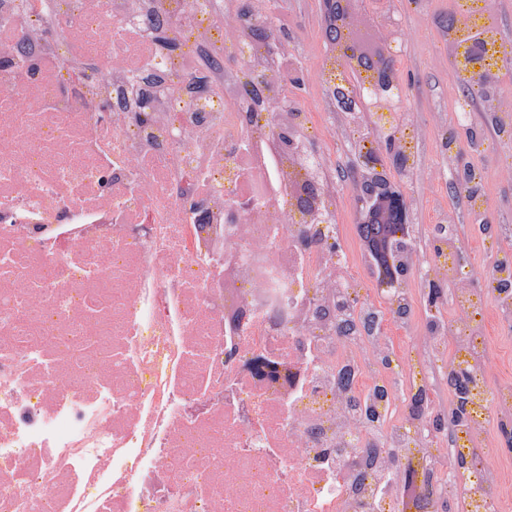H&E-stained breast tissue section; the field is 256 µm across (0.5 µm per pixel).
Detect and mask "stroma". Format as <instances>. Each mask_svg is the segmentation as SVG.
<instances>
[{"instance_id": "35a3bbf8", "label": "stroma", "mask_w": 512, "mask_h": 512, "mask_svg": "<svg viewBox=\"0 0 512 512\" xmlns=\"http://www.w3.org/2000/svg\"><path fill=\"white\" fill-rule=\"evenodd\" d=\"M278 15L287 20L286 38L292 39L305 59L302 86L292 89L291 98L299 110L313 113L312 135L329 154H338L340 142L330 140V118L324 110L319 63L328 55L319 24L320 0H275ZM448 0H390L385 13L366 8L368 17L391 23L396 39L404 46L397 73L403 93L400 108L414 112L425 136L418 148V164L431 172L428 181L408 179L404 189L418 226L416 241L427 245L426 224L432 223L439 206L453 210L460 223H468L465 195L454 188L455 173L449 172L437 135V124L450 120L462 86L448 53V42L440 33L448 21ZM508 156L505 148L488 142L470 163L482 167L489 179L492 211L504 224H512V180L501 179L497 170Z\"/></svg>"}]
</instances>
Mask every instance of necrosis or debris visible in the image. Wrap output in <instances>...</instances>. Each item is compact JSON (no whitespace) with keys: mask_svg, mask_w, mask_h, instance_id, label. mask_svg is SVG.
I'll list each match as a JSON object with an SVG mask.
<instances>
[{"mask_svg":"<svg viewBox=\"0 0 512 512\" xmlns=\"http://www.w3.org/2000/svg\"><path fill=\"white\" fill-rule=\"evenodd\" d=\"M214 3L49 0L58 43L0 0V512H402L407 473L428 506L506 512L512 385L489 388L486 317L512 333V224L476 276L440 209V251L406 250L382 296L344 225L317 235L287 187L254 191L249 159L288 133L283 166L336 216L311 113L224 34L270 0ZM254 357L295 381L259 384ZM462 368L465 392L414 408ZM378 441L358 476L345 451ZM460 456L466 480L430 479Z\"/></svg>","mask_w":512,"mask_h":512,"instance_id":"necrosis-or-debris-1","label":"necrosis or debris"}]
</instances>
